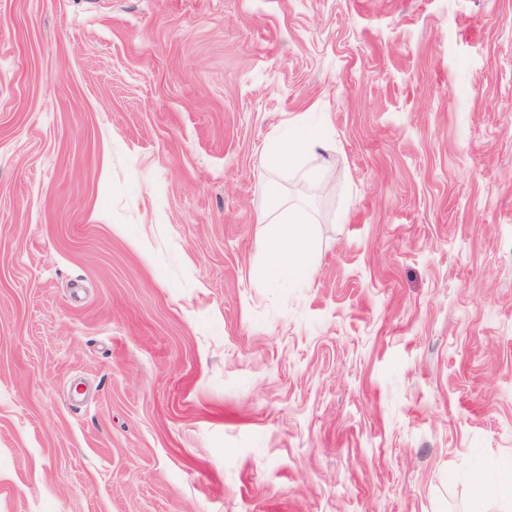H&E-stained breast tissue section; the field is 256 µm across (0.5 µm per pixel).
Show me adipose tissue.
Wrapping results in <instances>:
<instances>
[{
	"label": "adipose tissue",
	"mask_w": 512,
	"mask_h": 512,
	"mask_svg": "<svg viewBox=\"0 0 512 512\" xmlns=\"http://www.w3.org/2000/svg\"><path fill=\"white\" fill-rule=\"evenodd\" d=\"M322 140L321 132L292 128L288 136L271 138L263 163L268 169H280L293 159L314 154ZM316 238L317 227L309 214L299 207L289 208L277 229L267 238L266 272L273 275L288 272L300 278L309 277L313 270Z\"/></svg>",
	"instance_id": "1"
}]
</instances>
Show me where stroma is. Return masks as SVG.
Returning a JSON list of instances; mask_svg holds the SVG:
<instances>
[{
    "label": "stroma",
    "mask_w": 512,
    "mask_h": 512,
    "mask_svg": "<svg viewBox=\"0 0 512 512\" xmlns=\"http://www.w3.org/2000/svg\"><path fill=\"white\" fill-rule=\"evenodd\" d=\"M297 124L322 148L266 170ZM270 182L309 280L258 276ZM491 493L512 0H0V512Z\"/></svg>",
    "instance_id": "1"
}]
</instances>
